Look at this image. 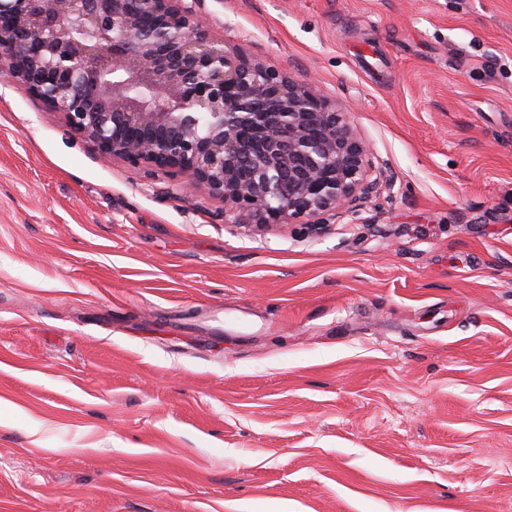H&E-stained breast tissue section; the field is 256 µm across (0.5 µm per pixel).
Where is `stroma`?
<instances>
[{
	"label": "stroma",
	"instance_id": "1",
	"mask_svg": "<svg viewBox=\"0 0 512 512\" xmlns=\"http://www.w3.org/2000/svg\"><path fill=\"white\" fill-rule=\"evenodd\" d=\"M392 192L224 221L0 76V512H512V0H194Z\"/></svg>",
	"mask_w": 512,
	"mask_h": 512
}]
</instances>
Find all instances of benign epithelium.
I'll return each instance as SVG.
<instances>
[{"instance_id":"obj_1","label":"benign epithelium","mask_w":512,"mask_h":512,"mask_svg":"<svg viewBox=\"0 0 512 512\" xmlns=\"http://www.w3.org/2000/svg\"><path fill=\"white\" fill-rule=\"evenodd\" d=\"M184 0H0V71L110 157L170 168L254 222L355 220L378 174L344 108L212 41Z\"/></svg>"}]
</instances>
